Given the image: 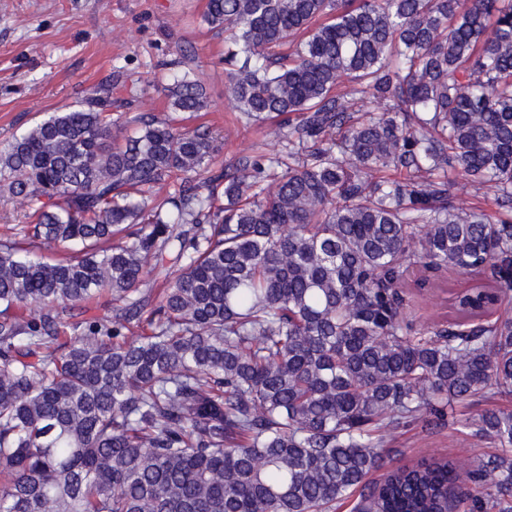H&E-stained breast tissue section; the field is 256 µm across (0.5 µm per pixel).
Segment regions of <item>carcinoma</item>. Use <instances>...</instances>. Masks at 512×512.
Wrapping results in <instances>:
<instances>
[{"label":"carcinoma","mask_w":512,"mask_h":512,"mask_svg":"<svg viewBox=\"0 0 512 512\" xmlns=\"http://www.w3.org/2000/svg\"><path fill=\"white\" fill-rule=\"evenodd\" d=\"M205 21L279 153L215 169L209 130L148 114L119 143L110 81L0 143L27 218L0 234V512H512V411L458 417L512 398V0H208ZM193 63H167L172 112L208 107ZM452 174L505 213L455 208ZM150 262L178 274L148 289ZM418 267L479 281L420 336ZM104 293L112 317L62 340ZM446 424L473 454L369 480L398 432Z\"/></svg>","instance_id":"cac0c4a2"}]
</instances>
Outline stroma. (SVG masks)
Returning a JSON list of instances; mask_svg holds the SVG:
<instances>
[{
	"label": "stroma",
	"instance_id": "35a3bbf8",
	"mask_svg": "<svg viewBox=\"0 0 512 512\" xmlns=\"http://www.w3.org/2000/svg\"><path fill=\"white\" fill-rule=\"evenodd\" d=\"M207 0H0V142L51 113L64 111L116 73L143 89L133 112L166 114L154 81L162 62L195 55V75L209 106L190 121L218 137L217 161L231 163L255 149L281 150L275 122L241 120L224 95L223 32L204 20ZM463 279L417 271L404 284L418 330H431L448 312L445 287ZM472 447L455 427L398 434L386 460L393 468L421 455L455 457Z\"/></svg>",
	"mask_w": 512,
	"mask_h": 512
}]
</instances>
